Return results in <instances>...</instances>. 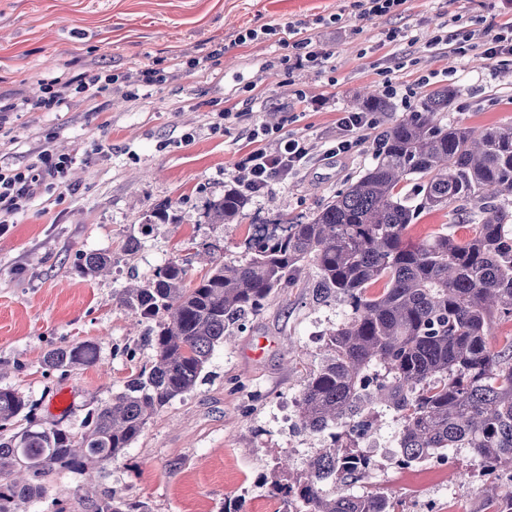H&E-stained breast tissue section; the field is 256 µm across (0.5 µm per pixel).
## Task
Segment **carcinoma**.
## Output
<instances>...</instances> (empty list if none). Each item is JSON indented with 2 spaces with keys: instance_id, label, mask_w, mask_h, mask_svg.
<instances>
[{
  "instance_id": "1",
  "label": "carcinoma",
  "mask_w": 512,
  "mask_h": 512,
  "mask_svg": "<svg viewBox=\"0 0 512 512\" xmlns=\"http://www.w3.org/2000/svg\"><path fill=\"white\" fill-rule=\"evenodd\" d=\"M458 91H432L419 109L384 130L364 172L307 221L281 230L256 224L246 255L216 264L187 286L188 271L170 262L154 278L123 289L119 302L148 323L150 367L122 392L91 409L84 431L40 426L33 408L0 388V512L41 497L50 477L69 470L94 481L123 457L147 421L193 389L218 344L260 310L272 293L316 270L321 301L340 300L345 317L327 333L328 357L309 373L297 399L296 427L331 441L292 482L278 479L270 497L296 512H399L382 492H356L371 471L341 449L375 427L384 408L398 421L404 467L451 448H469L486 473L512 468V336L489 342L496 322H512V125L475 128L443 124ZM419 177L422 200L400 193ZM248 196L236 188L211 205L210 222L231 224ZM464 211L468 234L441 229L413 243L420 210ZM111 264L90 254L83 273ZM92 342L50 350L47 367L64 372L95 362ZM335 476L332 490L323 487ZM77 512H146L112 490L76 495Z\"/></svg>"
}]
</instances>
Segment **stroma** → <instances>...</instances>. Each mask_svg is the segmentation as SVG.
Instances as JSON below:
<instances>
[{
	"label": "stroma",
	"instance_id": "obj_1",
	"mask_svg": "<svg viewBox=\"0 0 512 512\" xmlns=\"http://www.w3.org/2000/svg\"><path fill=\"white\" fill-rule=\"evenodd\" d=\"M331 15L338 24L315 31L329 55L318 67H288V48L272 41L234 42L246 28ZM509 19L512 0H404L370 21L359 18L355 0H0V95L35 98L44 79L93 68L132 85L143 68L227 46L208 72L184 70L145 96L71 95L62 111L11 116L13 140L0 146V164L27 166L46 148L74 162L64 185L41 189L0 229V388L28 400L43 425L80 433L88 410L154 358L144 325L117 300L126 285L171 261L196 280L209 260H241L251 225L306 221L369 165L377 135L431 91H458L443 121L512 125V65L432 41L441 30L487 40ZM389 29L405 40L386 42ZM389 85L397 90L389 111L361 130L353 153L333 155L342 114L364 91ZM258 127L271 129V148L282 137L305 138L310 159L250 196L239 223H210L212 203L242 177ZM160 210L165 220L156 219ZM92 253L111 256L109 271L82 274ZM342 315L340 302L316 301L304 279L272 294L231 344L215 347L194 389L98 473L93 489L112 488L147 512H222L234 501L243 512H289L267 492L275 459L290 448L313 456L325 439L297 431L281 409L294 405L323 361L325 333ZM85 341L98 348L95 364L68 372L45 365L51 349ZM66 387L73 400L60 412L51 403ZM462 474L476 490L463 500L467 512H484L483 489L512 490L511 469L484 475L467 448L440 470L387 462L369 486L401 498L404 512L426 499L448 512ZM84 484L82 475L59 472L46 496L20 512H55V501H73Z\"/></svg>",
	"mask_w": 512,
	"mask_h": 512
}]
</instances>
